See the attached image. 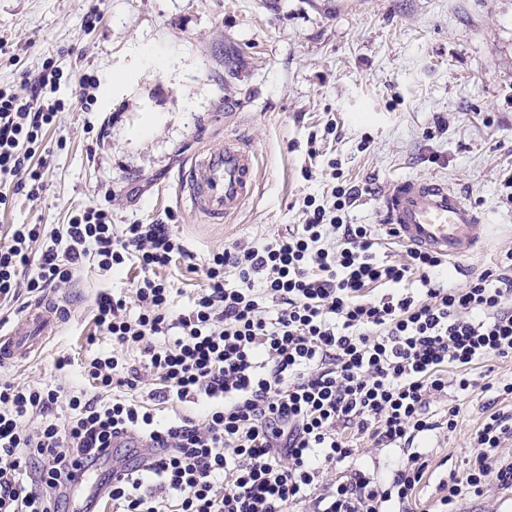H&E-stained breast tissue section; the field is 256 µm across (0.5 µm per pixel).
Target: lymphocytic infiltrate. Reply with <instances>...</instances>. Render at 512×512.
Segmentation results:
<instances>
[{"mask_svg":"<svg viewBox=\"0 0 512 512\" xmlns=\"http://www.w3.org/2000/svg\"><path fill=\"white\" fill-rule=\"evenodd\" d=\"M58 70L0 90V185L36 197L39 157L63 102L49 97ZM331 207L307 200L297 230L262 245L234 244L202 266L205 285L187 311L173 308L160 275L185 248L172 225L115 231L108 207L73 213L64 234L15 224L0 235V314L43 297L84 269L139 268L135 305L96 294L91 320L111 352L84 366L87 388L0 383V512H391L412 503L428 470L416 441L456 430L461 409L431 402L456 369V384L512 395L486 363L512 358V250L494 267L448 284V261L411 250L380 254L365 224L346 213L358 195L331 190ZM65 252H58L59 237ZM234 273V285L224 281ZM186 403L194 413L162 417ZM69 409L68 419L58 417ZM138 448L110 462L114 438ZM512 412L490 413L474 434L463 476L439 489L443 512L481 496L488 481L512 487ZM406 455L390 484L357 465L363 446ZM334 481H327L329 472Z\"/></svg>","mask_w":512,"mask_h":512,"instance_id":"1","label":"lymphocytic infiltrate"}]
</instances>
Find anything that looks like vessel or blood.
Instances as JSON below:
<instances>
[{
    "label": "vessel or blood",
    "mask_w": 512,
    "mask_h": 512,
    "mask_svg": "<svg viewBox=\"0 0 512 512\" xmlns=\"http://www.w3.org/2000/svg\"><path fill=\"white\" fill-rule=\"evenodd\" d=\"M257 154L237 142L196 158L185 179V201L213 223H222L248 197L255 178ZM383 223L401 245L451 259L472 254L480 243V217L447 180L406 177L395 180L380 198ZM55 308L36 304L23 321L0 332V363L29 355L34 336L50 326Z\"/></svg>",
    "instance_id": "vessel-or-blood-1"
}]
</instances>
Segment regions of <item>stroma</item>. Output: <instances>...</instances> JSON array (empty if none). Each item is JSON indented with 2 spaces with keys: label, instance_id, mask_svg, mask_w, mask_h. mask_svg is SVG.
Returning <instances> with one entry per match:
<instances>
[{
  "label": "stroma",
  "instance_id": "stroma-1",
  "mask_svg": "<svg viewBox=\"0 0 512 512\" xmlns=\"http://www.w3.org/2000/svg\"><path fill=\"white\" fill-rule=\"evenodd\" d=\"M2 42L0 89L22 90L50 63L65 109L43 136L42 192L11 195L0 226L60 228L94 203L118 226L173 225L185 253L161 275L178 309L210 253L296 228L305 199L329 198L335 170L360 191L348 222L372 225L389 259L406 248L383 227L379 198L408 176L448 180L486 225L450 285L512 250V0H0ZM93 71L105 80L85 107L76 77ZM228 140L256 150L258 171L251 197L213 224L178 203L177 184L197 153ZM128 286L90 269L63 285L68 318L0 380L85 388V358L111 346L92 338L91 302ZM62 354L70 370H56ZM493 398L453 384L439 395L462 418L421 440L429 468L412 512H437L439 483L464 473Z\"/></svg>",
  "mask_w": 512,
  "mask_h": 512
}]
</instances>
